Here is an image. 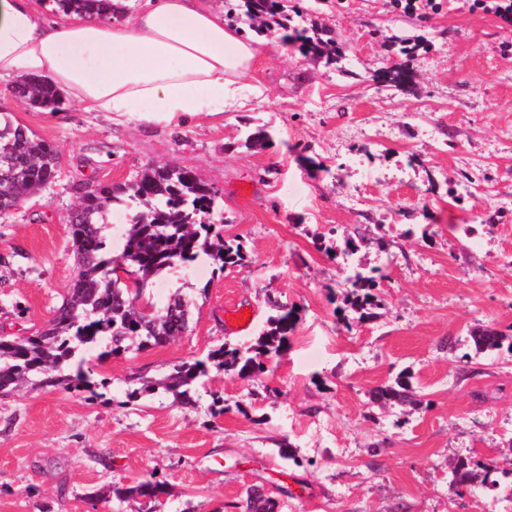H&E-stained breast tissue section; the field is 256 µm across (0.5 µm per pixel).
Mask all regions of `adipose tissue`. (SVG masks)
Returning a JSON list of instances; mask_svg holds the SVG:
<instances>
[{"label":"adipose tissue","mask_w":512,"mask_h":512,"mask_svg":"<svg viewBox=\"0 0 512 512\" xmlns=\"http://www.w3.org/2000/svg\"><path fill=\"white\" fill-rule=\"evenodd\" d=\"M108 0L49 17L0 0V80L46 78L67 100L118 122L170 126L245 106L263 49L205 0H140L122 22Z\"/></svg>","instance_id":"adipose-tissue-1"}]
</instances>
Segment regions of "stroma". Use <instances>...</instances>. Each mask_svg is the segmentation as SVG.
I'll use <instances>...</instances> for the list:
<instances>
[{
	"label": "stroma",
	"mask_w": 512,
	"mask_h": 512,
	"mask_svg": "<svg viewBox=\"0 0 512 512\" xmlns=\"http://www.w3.org/2000/svg\"><path fill=\"white\" fill-rule=\"evenodd\" d=\"M470 4L288 0L289 25L335 31L343 58L266 35L261 95L177 127L119 125L66 101L35 108L0 81V108L59 155L55 181L0 217L7 332L44 326L67 294V217L83 194L151 164L212 184L224 237L247 254L221 273L200 258L150 281L154 308L186 295L190 327L161 348L89 351L100 398L0 395V512H239L254 485L276 512H512V26ZM387 68L403 83L375 81ZM349 239L384 273L363 319L347 302ZM273 297L296 327L260 378L212 376L191 408L161 392L129 399L138 379L254 343ZM235 306L252 319L231 330ZM482 329L499 349L475 352ZM403 374L421 405L372 401ZM460 457L497 460L498 488L451 486ZM152 475L167 486L159 501L105 492Z\"/></svg>",
	"instance_id": "35a3bbf8"
}]
</instances>
